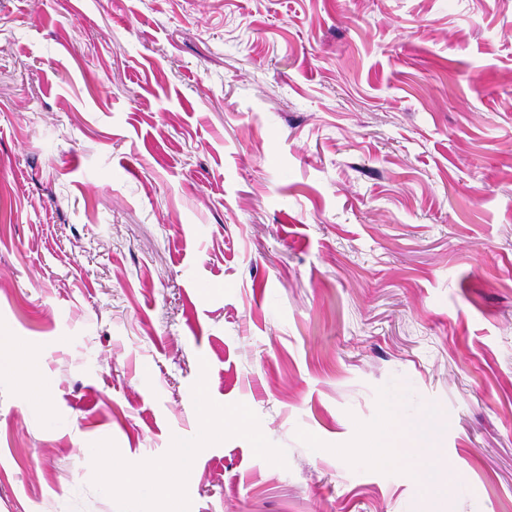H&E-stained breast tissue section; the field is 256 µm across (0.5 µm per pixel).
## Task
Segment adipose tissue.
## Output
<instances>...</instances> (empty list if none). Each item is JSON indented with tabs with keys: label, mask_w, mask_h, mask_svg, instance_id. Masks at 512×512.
<instances>
[{
	"label": "adipose tissue",
	"mask_w": 512,
	"mask_h": 512,
	"mask_svg": "<svg viewBox=\"0 0 512 512\" xmlns=\"http://www.w3.org/2000/svg\"><path fill=\"white\" fill-rule=\"evenodd\" d=\"M363 448L374 463L390 466L405 462L420 480L425 493L435 494L460 490L463 482L451 474L442 472L439 466V431L431 419L406 416L398 396H390L383 412V422L377 433L366 436ZM164 482L170 488L169 512H179L181 484L177 472L158 466L143 469L134 482L129 508L136 512L140 501L151 492V482Z\"/></svg>",
	"instance_id": "ef3b65f1"
}]
</instances>
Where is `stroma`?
<instances>
[{"label":"stroma","mask_w":512,"mask_h":512,"mask_svg":"<svg viewBox=\"0 0 512 512\" xmlns=\"http://www.w3.org/2000/svg\"><path fill=\"white\" fill-rule=\"evenodd\" d=\"M0 335V512H512V0H0ZM362 448L379 466L407 463L427 494L458 491L464 486L462 480L440 469L438 427L429 418L403 415L397 395L390 396L382 426L377 434L364 438ZM149 480L156 482L161 481L169 486L171 492L169 512H178L181 510L179 508L181 482L178 473L158 466H149L143 469L138 479L133 483L129 495V508L131 511L137 510L139 502L144 497L151 494L150 492L152 490L150 488Z\"/></svg>","instance_id":"1"}]
</instances>
